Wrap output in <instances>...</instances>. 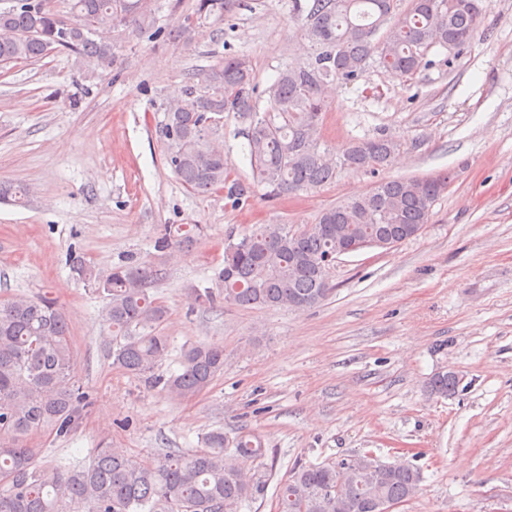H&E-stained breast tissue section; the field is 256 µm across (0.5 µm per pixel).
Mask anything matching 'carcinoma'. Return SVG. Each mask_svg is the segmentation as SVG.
<instances>
[{
	"label": "carcinoma",
	"mask_w": 512,
	"mask_h": 512,
	"mask_svg": "<svg viewBox=\"0 0 512 512\" xmlns=\"http://www.w3.org/2000/svg\"><path fill=\"white\" fill-rule=\"evenodd\" d=\"M150 0H71V23L59 24L46 0H15L0 9V64L38 60L65 49L83 59H116L109 33L141 29ZM234 0H197L199 20L221 22ZM303 21L309 54L291 63L266 89L269 108L253 97L254 73L245 55L224 59L201 87L190 85L170 104L161 134L165 159L193 193L228 189L241 200L244 189L229 182V162L216 143L224 113L248 123L247 147L253 180L276 195L311 190L331 182L339 168L377 170L388 165L399 144L387 137L350 143L340 159L320 148L328 108L326 89L356 81L377 59L384 70L413 76L430 50L452 41L468 46L481 12L479 0H410L392 20L397 0H293ZM386 28L382 41L373 37ZM448 188L446 177L379 182L365 195L324 209L305 234L286 224H261L224 246V264L211 285L189 294L206 305L221 297L243 308L305 310L331 292L326 258L345 240L387 238L398 244L428 223L431 207ZM198 224H166L155 238L154 260L125 261L98 271L76 260L80 277L106 295L105 351L111 365L178 400L205 391L224 372V349L194 343L182 347L178 369L154 375L167 358L162 330L167 308L151 293L165 275V259L193 244ZM74 348L66 319L48 293L0 299V512H239L264 496L267 479L246 463L264 456L261 438L249 431L229 437L212 430L205 448L170 452L154 462L138 461L123 449L101 444L85 465L35 462L28 436L45 429L58 437L78 430L93 404L89 391L71 377ZM456 377L435 374L429 394L446 397ZM421 473L410 464L371 469L365 452L336 464L299 465L277 488L280 512H374L380 502L406 501L421 491Z\"/></svg>",
	"instance_id": "carcinoma-1"
}]
</instances>
